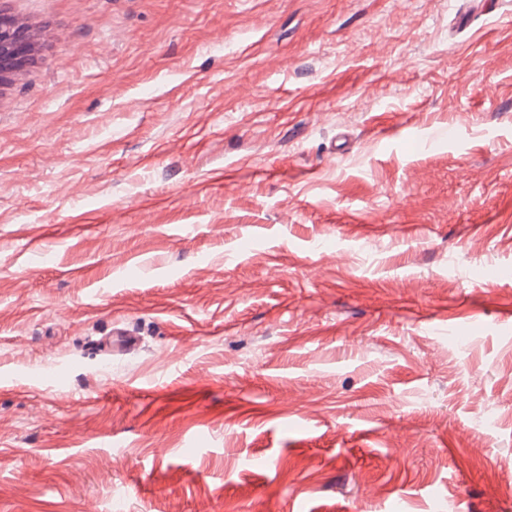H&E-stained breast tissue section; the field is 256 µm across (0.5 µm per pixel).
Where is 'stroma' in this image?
<instances>
[{
  "label": "stroma",
  "mask_w": 512,
  "mask_h": 512,
  "mask_svg": "<svg viewBox=\"0 0 512 512\" xmlns=\"http://www.w3.org/2000/svg\"><path fill=\"white\" fill-rule=\"evenodd\" d=\"M14 7L0 512H512V0Z\"/></svg>",
  "instance_id": "stroma-1"
}]
</instances>
